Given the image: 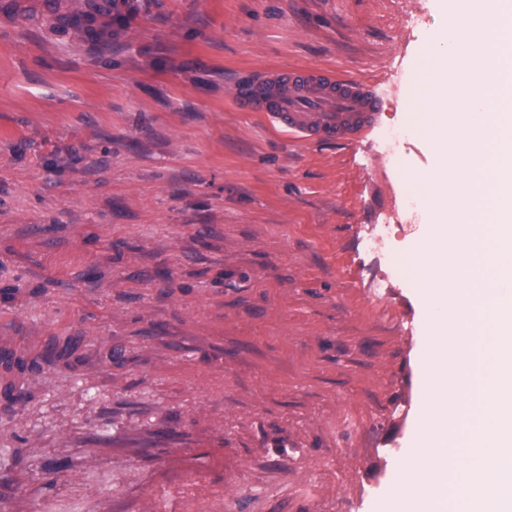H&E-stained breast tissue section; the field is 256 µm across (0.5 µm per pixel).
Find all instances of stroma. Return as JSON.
<instances>
[{
    "label": "stroma",
    "instance_id": "stroma-1",
    "mask_svg": "<svg viewBox=\"0 0 512 512\" xmlns=\"http://www.w3.org/2000/svg\"><path fill=\"white\" fill-rule=\"evenodd\" d=\"M0 15V512H386L428 309L370 248L436 0H54ZM320 67L384 103L306 145L232 100Z\"/></svg>",
    "mask_w": 512,
    "mask_h": 512
}]
</instances>
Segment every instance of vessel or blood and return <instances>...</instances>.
Here are the masks:
<instances>
[{
	"instance_id": "b4317fda",
	"label": "vessel or blood",
	"mask_w": 512,
	"mask_h": 512,
	"mask_svg": "<svg viewBox=\"0 0 512 512\" xmlns=\"http://www.w3.org/2000/svg\"><path fill=\"white\" fill-rule=\"evenodd\" d=\"M232 96L240 111L260 113L305 144H352L384 110L367 83L320 68L260 72L237 82Z\"/></svg>"
}]
</instances>
